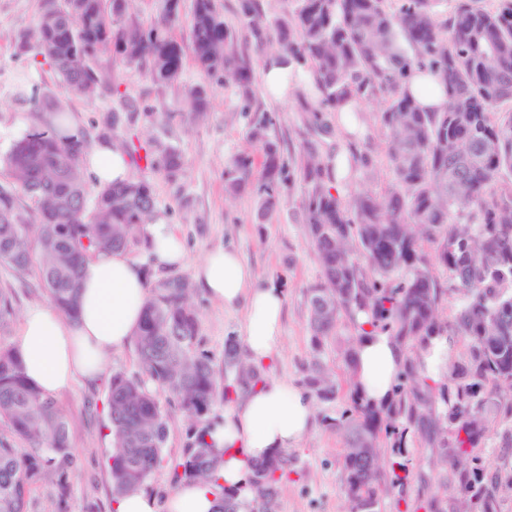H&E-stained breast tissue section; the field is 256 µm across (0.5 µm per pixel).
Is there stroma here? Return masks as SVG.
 Instances as JSON below:
<instances>
[{
  "label": "stroma",
  "mask_w": 512,
  "mask_h": 512,
  "mask_svg": "<svg viewBox=\"0 0 512 512\" xmlns=\"http://www.w3.org/2000/svg\"><path fill=\"white\" fill-rule=\"evenodd\" d=\"M42 11V0H0V156L4 155L28 128L38 125L40 117L15 103L10 95L16 75L29 77V86L37 95L58 93V82L48 65L34 62L32 54L18 48L23 32H34ZM209 83L211 107L204 122L188 121L181 112L183 89ZM122 91L133 101V110L124 115L121 139L135 145L159 142L177 147L184 161L183 174L174 181L163 178L143 166H132L131 177L150 181L155 207L183 239L189 264L182 274H190L192 263L200 261L213 248L232 245L260 276L275 275L287 295L283 341L274 362L277 376L301 382L312 352L307 326L306 290L317 281L320 267L299 222L303 196L301 183H294L280 210L265 224L258 223L254 194L234 198L224 193V168L247 145L249 120L240 110V101L231 89L219 81H205L193 63H186L178 85L156 87L142 72L123 73ZM258 106L271 117V132L293 152L299 142V130L307 114L296 97L275 100L265 84H258ZM71 112L81 120L91 140L112 137V111L120 101L111 83H102L93 100L79 98L69 102ZM368 135L359 136L358 146L366 152L378 173L373 189L384 192L394 181V173L385 150V132L376 121H369ZM11 292L17 313L27 307L47 303L48 297L36 269L18 273L0 264V291ZM243 315L224 310L209 299L199 309L201 348L213 360L216 371L224 369V346L229 338L241 335ZM139 371L133 346L113 352L107 374L94 384L77 379L55 396L66 414L79 468L69 480L66 499H59L52 480L33 487L28 512H112V480L105 465L112 446L105 425L106 397L116 372L128 376ZM346 406L345 395L331 403H316L315 425L299 448L294 449L296 472L279 490L277 512H348L341 480V438L328 425L329 416ZM413 476L404 498H386L382 512H405L406 506H419L435 485L447 479V466L438 463V451L427 444L410 445Z\"/></svg>",
  "instance_id": "35a3bbf8"
}]
</instances>
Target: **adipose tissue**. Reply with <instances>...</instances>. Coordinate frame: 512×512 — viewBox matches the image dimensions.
Returning a JSON list of instances; mask_svg holds the SVG:
<instances>
[{"label": "adipose tissue", "instance_id": "adipose-tissue-1", "mask_svg": "<svg viewBox=\"0 0 512 512\" xmlns=\"http://www.w3.org/2000/svg\"><path fill=\"white\" fill-rule=\"evenodd\" d=\"M86 174L99 185L130 178L127 154L119 142H95L84 161ZM153 268L179 267L186 261L181 238L164 219L147 228ZM127 252L89 258L83 268L78 313L62 317L54 305L26 311L18 333L25 375L45 393L67 388L76 377L96 381L111 353L130 342L148 299V273ZM193 280L208 298L224 308L245 312L241 351L249 362L263 367L273 362L282 342L286 293L274 277H258L240 251L227 245L211 249L195 265ZM354 319L360 327L354 362V383L370 405L386 406L408 361L435 381L448 373L457 339L444 331L407 350L390 333L372 327L364 312ZM314 398L285 378L265 375L254 388L227 404L224 420L211 430L208 441L223 449L221 471L226 491L242 506H250L254 464L299 447L314 423ZM219 496L211 485L180 484L165 500L137 490L122 496L116 512H215Z\"/></svg>", "mask_w": 512, "mask_h": 512}]
</instances>
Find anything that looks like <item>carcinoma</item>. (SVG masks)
Here are the masks:
<instances>
[{
  "label": "carcinoma",
  "mask_w": 512,
  "mask_h": 512,
  "mask_svg": "<svg viewBox=\"0 0 512 512\" xmlns=\"http://www.w3.org/2000/svg\"><path fill=\"white\" fill-rule=\"evenodd\" d=\"M181 0H159L144 25L135 0H45L32 50L56 73L61 96H33L19 79L14 101L42 114L1 159L10 181L0 185V263L18 273L32 265L30 232L39 244L38 273L50 301L62 315L77 313L81 271L99 253L127 250L147 242L146 225L157 216L154 189L145 180L89 185L81 174L90 136H67L48 116H63L69 98L93 99L100 83L98 56L112 51L123 68L143 69L159 87L176 84L185 65L174 34ZM288 18L265 11L259 0H236L234 13L254 46L256 59L286 56L308 76L289 79L292 95L308 116L294 168L270 133L271 120L256 117L249 147L224 170L225 191L258 196V219L279 209L284 188L299 177L304 196L300 221L320 266L306 289L313 352L304 384L319 401L333 402L339 389L321 361L355 308L371 314L372 326L390 330L414 346L451 330L462 344L460 359L445 382L429 384L406 366L394 403L371 407L355 396L353 362L357 333L340 346L346 368L348 405L330 425L343 440L342 484L350 512H379L382 501L407 484L411 458L405 434L440 449L451 468L453 491L442 484L427 499L426 512H455L465 500L476 512H501L512 497V467L489 473L481 443L492 424L512 423V0H452L441 16L440 0H292ZM193 61L207 78L219 76L246 107L256 97L255 59L224 22L218 0H193L189 24ZM445 86L437 108L422 106L403 88L411 65ZM211 102L210 86L188 94L189 117L202 121ZM381 106L377 121L386 133V152L396 181L384 192L369 189L343 198L330 185L346 179L361 163L367 179L377 174L367 154L323 152L306 136L331 130V120L351 107L350 124L361 110ZM132 161L169 180L183 169L174 146L145 155L126 147ZM25 198L32 211L24 213ZM434 245L428 254L423 244ZM448 271V284L434 266ZM144 317L132 337L139 373L112 376L106 400L113 447L106 465L113 499L143 488L164 461L169 423L160 397L198 421L185 453L171 462L178 481L221 489L220 512H239L220 483L224 453L206 441L214 423L206 420L217 400L229 401L262 380L234 338L224 348V378L200 350L194 284L183 275L153 279ZM455 295L458 308L448 321L442 301ZM14 315L12 298L0 292V337ZM446 410L434 413L436 401ZM0 512H26L32 486L55 481L66 493L77 457L66 415L55 399L26 380L16 347L0 342ZM25 447H16V442ZM369 442L372 454L351 452ZM294 459L283 452L254 467L255 512L276 507L278 490L292 473Z\"/></svg>",
  "instance_id": "obj_1"
}]
</instances>
